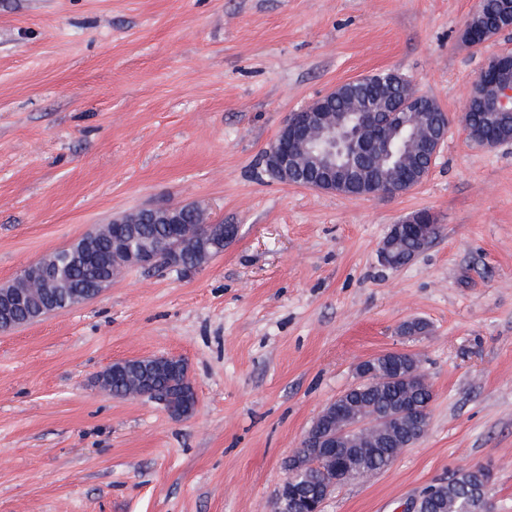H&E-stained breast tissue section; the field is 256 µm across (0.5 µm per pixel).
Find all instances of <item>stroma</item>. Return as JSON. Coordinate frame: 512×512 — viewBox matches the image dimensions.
<instances>
[{"label": "stroma", "mask_w": 512, "mask_h": 512, "mask_svg": "<svg viewBox=\"0 0 512 512\" xmlns=\"http://www.w3.org/2000/svg\"><path fill=\"white\" fill-rule=\"evenodd\" d=\"M478 0H0V286L113 218L198 207L237 239L202 267L123 272L97 298L0 331V512H272L286 459L359 360L419 357L427 434L325 512H405L490 470L512 512V142L460 116L487 59ZM394 70L450 114L425 180L353 199L263 155L290 112ZM439 236L380 265L393 224ZM421 319L422 336L398 326ZM183 358L195 415L101 390L112 363Z\"/></svg>", "instance_id": "obj_1"}]
</instances>
